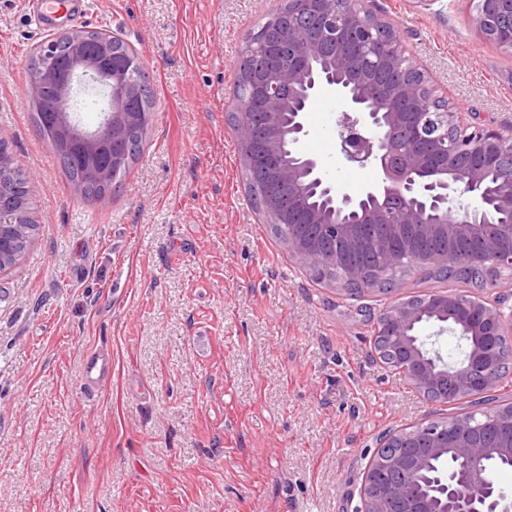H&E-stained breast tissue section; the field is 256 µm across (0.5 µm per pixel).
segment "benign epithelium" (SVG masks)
Here are the masks:
<instances>
[{"instance_id":"1","label":"benign epithelium","mask_w":512,"mask_h":512,"mask_svg":"<svg viewBox=\"0 0 512 512\" xmlns=\"http://www.w3.org/2000/svg\"><path fill=\"white\" fill-rule=\"evenodd\" d=\"M469 22L484 42L512 51V0H471ZM82 31L53 34L36 55L67 72L56 105L66 142L77 139L93 179L104 173L95 158L112 148V163H128L117 149L131 126L147 129L151 110L134 111L128 97L139 92L132 74L145 69L141 54L127 52L123 70L112 61L114 40L81 56ZM243 90H234L239 115L261 113L260 126H238L240 162L248 186L260 183V212L267 223L288 227L286 245L311 269L329 271L345 293L376 289L380 281L406 287V270L448 269L455 255L394 248L406 234L475 248L465 266L487 282L512 274V125L485 127L437 94L406 48L396 25L375 0H281L267 22L250 33L235 66ZM325 91L343 105L336 122L339 153L350 168L370 169L367 185L349 194L331 181L322 162L304 150V116ZM97 93L105 108L88 130L77 119V97ZM23 222L13 194L0 182V248ZM384 225L377 238L364 228ZM316 225L320 234L306 232ZM370 245L378 266L351 264L348 255ZM430 324L466 345L447 362L419 334ZM512 335V313L478 296L405 294L377 318L373 350L402 372L433 402H468L474 408L446 420L390 429L363 474L360 512H512V494L499 489L484 467L489 458L512 461V434L489 444L486 421H512V402L478 409L502 374V348ZM451 457L457 466L429 476L432 462Z\"/></svg>"}]
</instances>
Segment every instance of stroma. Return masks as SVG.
<instances>
[{
	"mask_svg": "<svg viewBox=\"0 0 512 512\" xmlns=\"http://www.w3.org/2000/svg\"><path fill=\"white\" fill-rule=\"evenodd\" d=\"M476 123H512V53L479 39L469 0H377ZM278 0H88L144 58L142 153L101 199L78 197L35 126L28 65L45 37L0 0V138L34 181L38 226L0 273V512H357L380 434L441 421L373 357L389 295L315 280L273 237L239 164L234 63ZM333 93L305 148L347 192L370 171L336 148ZM112 354L90 393L84 354Z\"/></svg>",
	"mask_w": 512,
	"mask_h": 512,
	"instance_id": "1",
	"label": "stroma"
}]
</instances>
